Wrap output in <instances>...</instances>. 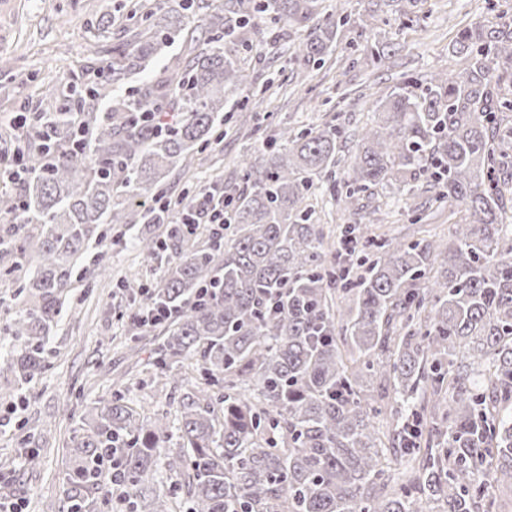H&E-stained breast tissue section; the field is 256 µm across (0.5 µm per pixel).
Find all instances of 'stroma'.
<instances>
[{
    "instance_id": "1",
    "label": "stroma",
    "mask_w": 512,
    "mask_h": 512,
    "mask_svg": "<svg viewBox=\"0 0 512 512\" xmlns=\"http://www.w3.org/2000/svg\"><path fill=\"white\" fill-rule=\"evenodd\" d=\"M135 0H0V117L10 118L35 105L46 87L63 85L70 72L98 66L122 41V26L101 31L105 16H119ZM326 12L347 15L336 49L324 63L300 65L294 49L305 38L290 31L287 40H253L241 51L248 82L269 84L256 116V130L236 132L234 119L219 126L220 139L190 170H172V194L198 192L216 181L239 182L244 164L279 129L299 130L340 119L355 130L374 122V91L401 79L424 83L439 72H456L463 62L453 52L459 30L476 24H512V0H415L403 17L396 0H322ZM391 41L395 52L377 63L364 57L375 39ZM308 202L327 245L339 247L344 225L364 215L376 235L448 239V209L425 192L400 195L375 188L360 197V212L336 208L326 183ZM107 272L86 265L68 292L67 306L44 344L45 373L21 385L0 372V496L22 503L24 512H66L65 476L72 468L75 422L84 407L119 390L145 411L174 412L176 392L163 384L149 363L160 331L134 329L131 308L119 280L157 286L162 266L144 258L129 232L105 226ZM40 456L29 468L26 451Z\"/></svg>"
}]
</instances>
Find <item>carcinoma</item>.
Masks as SVG:
<instances>
[{
  "instance_id": "obj_1",
  "label": "carcinoma",
  "mask_w": 512,
  "mask_h": 512,
  "mask_svg": "<svg viewBox=\"0 0 512 512\" xmlns=\"http://www.w3.org/2000/svg\"><path fill=\"white\" fill-rule=\"evenodd\" d=\"M345 20L319 0L161 4L129 17L99 72L120 86L177 39L168 75L104 112L94 80L41 95L23 151L35 173L22 200L0 196L21 220L0 233V268L24 302L0 336L7 370L22 383L42 372L74 270L105 240L101 225L122 224L165 266L133 308L139 327L151 309L169 313L151 365L172 380L197 372L173 418L142 415L121 391L81 417L67 512H96L108 483L128 492L121 512H479L488 482L512 487V28L459 31V73L382 95L333 190L347 206L421 181L448 215L465 207L445 243L348 224L349 260L328 258L306 200L341 162L340 123L262 144L243 186L224 187L227 238L193 242L164 195L167 173L215 143L217 113L245 82L239 48L270 21L305 29L298 60H322ZM145 104L180 117L160 126L139 115ZM260 105L237 103L239 129ZM375 376L391 389L386 434L364 397ZM161 468L178 490L155 480Z\"/></svg>"
}]
</instances>
